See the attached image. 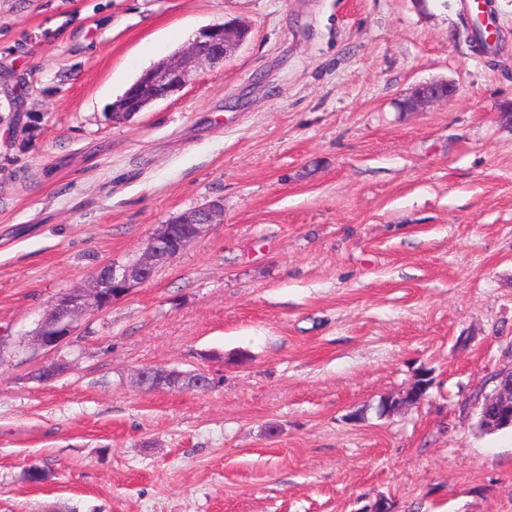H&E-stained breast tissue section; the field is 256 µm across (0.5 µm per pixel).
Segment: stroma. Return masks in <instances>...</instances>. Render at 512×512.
Masks as SVG:
<instances>
[{
	"instance_id": "obj_1",
	"label": "stroma",
	"mask_w": 512,
	"mask_h": 512,
	"mask_svg": "<svg viewBox=\"0 0 512 512\" xmlns=\"http://www.w3.org/2000/svg\"><path fill=\"white\" fill-rule=\"evenodd\" d=\"M488 13L484 52L472 0H0V512H512V429L477 428L512 369V0ZM233 19L232 56L113 120ZM432 81L453 97L407 111ZM216 199L61 349L21 346ZM144 366L220 383L140 389ZM223 221L224 204L214 200L158 224L129 263L112 262L105 271L94 274L85 288L69 289L57 296L38 322L34 336H26L29 346L59 349L74 335L79 319L111 307L135 287L149 282L160 264L170 262L189 242ZM175 224H187V228L177 235Z\"/></svg>"
}]
</instances>
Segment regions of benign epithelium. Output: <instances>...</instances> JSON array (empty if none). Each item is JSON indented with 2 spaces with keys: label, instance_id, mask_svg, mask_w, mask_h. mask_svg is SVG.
<instances>
[{
  "label": "benign epithelium",
  "instance_id": "7a95c632",
  "mask_svg": "<svg viewBox=\"0 0 512 512\" xmlns=\"http://www.w3.org/2000/svg\"><path fill=\"white\" fill-rule=\"evenodd\" d=\"M245 26L225 22L203 29L186 49L161 66L146 71L122 101L124 111L116 119L128 117L141 109L142 101L158 102L181 91L205 65L224 60L247 38ZM452 85L432 82L417 86L405 99L406 110L415 112L427 105L448 100ZM224 223V204L209 202L157 225L139 253L128 263L114 262L98 271L84 288L62 292L50 304L38 322L28 344L34 349H58L74 335L77 322L91 312H101L130 294L135 287L149 282L162 263H168L192 240L201 237L211 226ZM137 386L146 390L188 389L204 391L213 385L205 371L183 372L175 369L142 367L134 372Z\"/></svg>",
  "mask_w": 512,
  "mask_h": 512
}]
</instances>
